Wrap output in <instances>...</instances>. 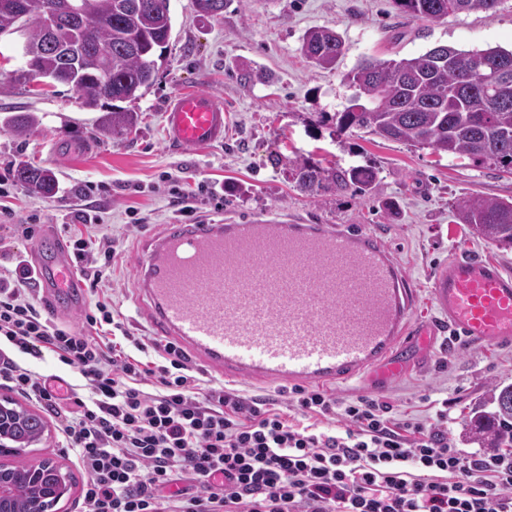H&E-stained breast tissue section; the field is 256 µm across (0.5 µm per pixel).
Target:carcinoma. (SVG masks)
Listing matches in <instances>:
<instances>
[{
  "label": "carcinoma",
  "instance_id": "1",
  "mask_svg": "<svg viewBox=\"0 0 512 512\" xmlns=\"http://www.w3.org/2000/svg\"><path fill=\"white\" fill-rule=\"evenodd\" d=\"M500 0H396L400 11L416 18L440 21L450 15L491 11ZM98 19H75L62 26L77 47L75 56L63 58L45 52L39 56L47 79L67 73L61 83L72 86L76 103L95 109L103 100L126 101L138 97L154 78L158 49L167 48L172 21L166 0H97ZM25 26L31 43L39 48L46 30L38 13L18 17L0 11V35ZM308 61L321 69L336 68L343 55L340 36L328 28H314L303 37ZM487 61L507 74V93L490 82L478 80L475 69ZM345 79L358 91L353 104L336 113V130H367L390 140L428 146L438 153L512 168V51L487 48L463 52L436 45L426 52L399 60H367ZM138 115L117 109L104 113L98 131L115 136L136 125ZM39 124L32 112L7 117L4 127L18 137ZM293 178L313 198L351 186L369 193L377 184V172L365 167H323L309 159L295 162ZM16 178L27 190L41 196L55 192L51 172L22 163ZM462 223L473 234L499 245L512 246V202L470 198L457 204ZM43 418L19 409V423L5 440L16 452L36 442ZM469 439L482 448L512 445V384H498L476 408L469 424Z\"/></svg>",
  "mask_w": 512,
  "mask_h": 512
}]
</instances>
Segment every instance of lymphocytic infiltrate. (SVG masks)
Listing matches in <instances>:
<instances>
[{
    "label": "lymphocytic infiltrate",
    "instance_id": "1",
    "mask_svg": "<svg viewBox=\"0 0 512 512\" xmlns=\"http://www.w3.org/2000/svg\"><path fill=\"white\" fill-rule=\"evenodd\" d=\"M95 301L81 327L34 293L25 255L0 246V387L54 414L90 473L84 512H512V452L463 453L448 417L399 420L387 402L284 388L266 399L206 383L177 344L134 351L108 290L112 231L62 227ZM51 353L78 381L33 371Z\"/></svg>",
    "mask_w": 512,
    "mask_h": 512
}]
</instances>
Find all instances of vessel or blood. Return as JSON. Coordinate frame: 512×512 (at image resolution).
Here are the masks:
<instances>
[{"mask_svg":"<svg viewBox=\"0 0 512 512\" xmlns=\"http://www.w3.org/2000/svg\"><path fill=\"white\" fill-rule=\"evenodd\" d=\"M222 101L176 95L164 112L171 145L224 138ZM137 298L151 333L208 370L243 382L303 385L365 379L384 388L428 359L441 333L472 345L512 343V274L452 256L430 277L439 315L414 319V287L372 231L340 224H167L136 245ZM57 313L85 286L69 255L43 240L34 260Z\"/></svg>","mask_w":512,"mask_h":512,"instance_id":"vessel-or-blood-1","label":"vessel or blood"}]
</instances>
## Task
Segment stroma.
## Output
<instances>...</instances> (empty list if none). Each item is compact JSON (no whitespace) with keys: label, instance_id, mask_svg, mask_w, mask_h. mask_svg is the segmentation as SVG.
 <instances>
[{"label":"stroma","instance_id":"1","mask_svg":"<svg viewBox=\"0 0 512 512\" xmlns=\"http://www.w3.org/2000/svg\"><path fill=\"white\" fill-rule=\"evenodd\" d=\"M172 34L155 79L141 96L125 102L138 124L127 134L105 137L97 129L101 109H83L71 86L56 83L38 91L14 83L24 65L19 35L0 36V118L35 113L39 125L19 138L0 128V174L31 162L52 170L58 181L50 197L16 188L17 219L39 213L36 234L71 221L83 209L97 210L120 243L112 279V300L128 335L147 328L132 301L133 247L147 232L179 221L169 194L179 186L194 221L247 224L274 218L291 224H344L380 234L419 290L417 315L437 314L428 297L432 270L451 255L491 260L512 273V247L474 236L456 216L465 198L512 201V169L458 159L425 147L389 140L363 130L338 133L331 116L354 94L344 76L365 59H399L436 45L468 52L512 50V0L496 10L418 19L393 0H227L223 15H197L192 0H168ZM328 27L340 34L345 52L335 69L310 66L299 48L307 30ZM257 77H239L241 63ZM181 91H201L224 101L229 122L222 142L170 147L163 110ZM306 157L325 166H367L378 173L369 194L350 188L317 200L291 180L292 160ZM173 182H164V174ZM145 218L133 227L135 217ZM512 384V344L469 346L437 340L428 362L412 368L395 385L330 384L340 399L379 397L398 419H433L435 401L448 402V436L454 447L473 453L465 441L471 410L494 384ZM41 442L24 458L53 460L70 473L73 485L51 512H83L89 476L67 448L53 417Z\"/></svg>","mask_w":512,"mask_h":512}]
</instances>
